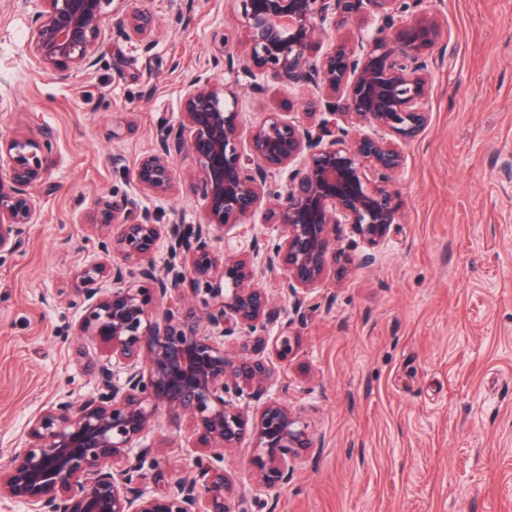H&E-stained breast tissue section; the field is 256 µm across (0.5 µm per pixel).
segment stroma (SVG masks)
<instances>
[{
	"mask_svg": "<svg viewBox=\"0 0 512 512\" xmlns=\"http://www.w3.org/2000/svg\"><path fill=\"white\" fill-rule=\"evenodd\" d=\"M148 8L150 44L102 22L98 65L58 82L30 51L31 11L0 0V139L50 136L40 213L22 253L0 264V466L29 419L62 392L95 393L105 363L77 333L76 273L96 261L90 218L129 199L161 224L203 220L187 185L141 190L138 159L177 124L185 85L227 79L211 60L240 13L225 0H129ZM443 39L428 56L431 123L405 146L404 200L371 248L336 232L347 274L311 293L288 330L271 391L309 424L313 449L290 460L277 500L254 490L250 442L224 466L241 489L235 512H512V0H433ZM306 87H239L244 127L265 111L302 117ZM130 123L122 138L117 122ZM263 214L225 227L216 248L270 237ZM371 263H364V256ZM143 447L158 451L142 486L191 475L189 418L160 411Z\"/></svg>",
	"mask_w": 512,
	"mask_h": 512,
	"instance_id": "35a3bbf8",
	"label": "stroma"
}]
</instances>
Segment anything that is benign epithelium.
<instances>
[{
  "mask_svg": "<svg viewBox=\"0 0 512 512\" xmlns=\"http://www.w3.org/2000/svg\"><path fill=\"white\" fill-rule=\"evenodd\" d=\"M40 2L30 47L61 81L97 65L107 9L129 38L142 41L156 28L151 12L127 10L126 0ZM233 2L241 31L224 43L237 52L213 64L224 63L236 76L311 87L305 119L286 121L268 111L245 135L239 80L199 76L184 90L178 124L157 134L135 178L165 196L177 181L173 156L188 153L197 173L189 187L204 201L205 221L157 224L149 211L118 201L98 209L93 224L102 260L80 275L78 333L96 341L112 366L96 371V396L61 394L31 419L26 440L0 467V499L26 512H234L225 451L251 439L256 490L275 498L290 480L288 461L315 447L308 424L279 394L252 412L231 399L266 390L272 368L266 357L235 355L224 340L266 327L279 297L299 313L310 293L344 272L337 226L375 247L398 223L402 200L393 176L405 166L403 146L431 122L426 59L442 25L437 11L420 8L421 0ZM351 23L355 29L318 54L329 31ZM51 150L47 139L0 141V263L23 250L25 226L35 222L39 206L31 189L43 179ZM280 174L287 175L285 186L273 195L268 179ZM262 209L274 237L247 252L215 253L214 232ZM164 239L179 262L160 274L154 256ZM111 255L119 261H103ZM264 270L281 278L264 285ZM103 277L108 291L96 287ZM186 282L204 314L188 311ZM288 328L261 337L281 361L291 351ZM162 410L191 418L205 454L195 457L192 478L158 483L148 493L141 486L148 451L135 448Z\"/></svg>",
  "mask_w": 512,
  "mask_h": 512,
  "instance_id": "1",
  "label": "benign epithelium"
}]
</instances>
